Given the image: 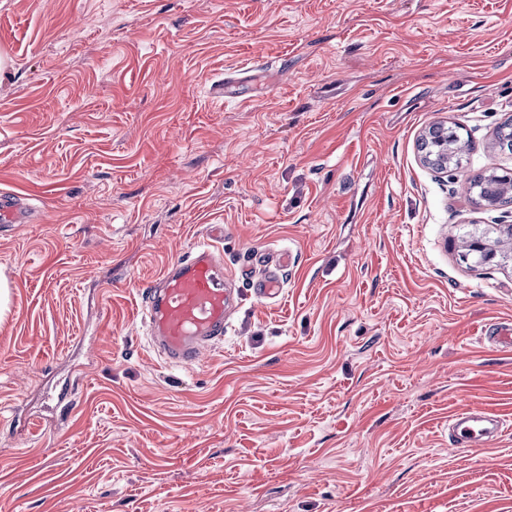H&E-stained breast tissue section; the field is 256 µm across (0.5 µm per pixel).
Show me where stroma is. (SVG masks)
Wrapping results in <instances>:
<instances>
[{"instance_id":"stroma-1","label":"stroma","mask_w":512,"mask_h":512,"mask_svg":"<svg viewBox=\"0 0 512 512\" xmlns=\"http://www.w3.org/2000/svg\"><path fill=\"white\" fill-rule=\"evenodd\" d=\"M509 119L512 0H0V512H512V206L417 147ZM216 224L295 264L171 367L139 291ZM497 173L477 174L466 176L457 174L456 180L460 181L466 196L475 199L476 203L487 206H504L512 203V194H508L498 181V177L506 176ZM28 217V207L21 197L12 194H2L0 196L1 224H25ZM448 431L452 445L464 447L486 444L504 433L502 419L473 407L454 414L449 420Z\"/></svg>"}]
</instances>
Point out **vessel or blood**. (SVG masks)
I'll list each match as a JSON object with an SVG mask.
<instances>
[{
  "mask_svg": "<svg viewBox=\"0 0 512 512\" xmlns=\"http://www.w3.org/2000/svg\"><path fill=\"white\" fill-rule=\"evenodd\" d=\"M29 210L22 198L0 196V223L23 224ZM293 253H257L247 275L253 295L270 300L280 295ZM236 275L224 267L214 242L195 244L168 263L141 296L139 314L153 351L169 365L190 368L207 349L223 341L235 309ZM453 445L470 447L493 441L503 421L481 408L466 407L448 424Z\"/></svg>",
  "mask_w": 512,
  "mask_h": 512,
  "instance_id": "vessel-or-blood-1",
  "label": "vessel or blood"
}]
</instances>
